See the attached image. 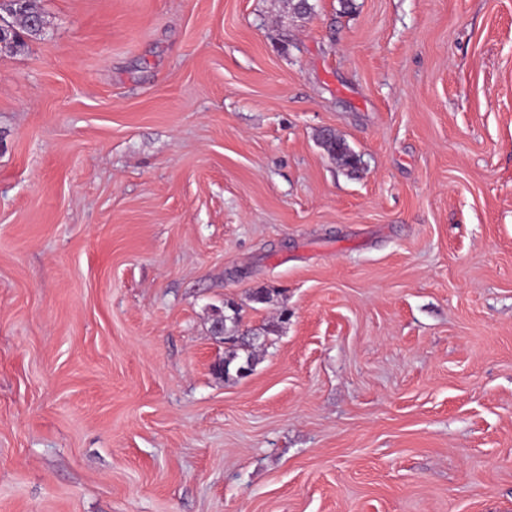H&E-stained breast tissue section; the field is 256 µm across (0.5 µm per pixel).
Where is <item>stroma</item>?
<instances>
[{
	"label": "stroma",
	"mask_w": 512,
	"mask_h": 512,
	"mask_svg": "<svg viewBox=\"0 0 512 512\" xmlns=\"http://www.w3.org/2000/svg\"><path fill=\"white\" fill-rule=\"evenodd\" d=\"M308 2L0 52V512H512V0ZM320 140L323 147L332 157L341 161L346 166H354L351 160L356 156L350 151L344 141L337 138L334 133L331 131H324L321 134ZM223 318L224 326L220 322L213 325V335L224 337L221 340L224 341V344L230 345V350L227 351L224 360L217 362L220 365L221 377H229L231 371H235L237 374L243 366L246 367L240 373L248 375L252 369L247 365L252 366V363L255 364L256 358L253 353H248L244 358H241L237 351L239 349L252 348L255 342L259 340V336L276 332L277 325H269L262 328V332L258 329L240 328L243 322L242 306L234 301H226L224 303V313L217 312L213 322Z\"/></svg>",
	"instance_id": "35a3bbf8"
}]
</instances>
